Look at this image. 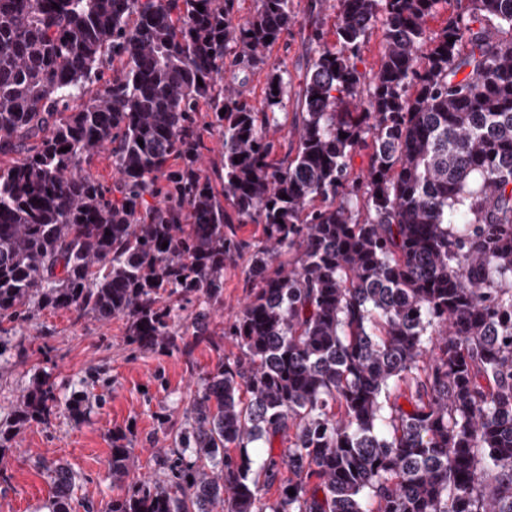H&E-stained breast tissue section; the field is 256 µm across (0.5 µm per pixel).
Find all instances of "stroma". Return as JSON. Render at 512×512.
Listing matches in <instances>:
<instances>
[{
  "instance_id": "1",
  "label": "stroma",
  "mask_w": 512,
  "mask_h": 512,
  "mask_svg": "<svg viewBox=\"0 0 512 512\" xmlns=\"http://www.w3.org/2000/svg\"><path fill=\"white\" fill-rule=\"evenodd\" d=\"M295 26L267 54L261 68L240 66L233 82L242 97L261 104L271 65H284L294 82L277 119L291 129L298 110L295 89L315 50L308 39L312 28L331 30L334 9L317 12L311 0H292ZM241 264L224 271V303L212 308L210 327L223 330L228 319L244 302ZM25 339L26 357L20 363L0 362V418L5 417L19 396L41 374L49 375L60 407L49 423L33 422L23 428L13 449L1 463L7 468L0 480V512H45L50 496L49 479L41 469L42 459L67 462L77 475L72 497L73 512H105L110 499L124 494L136 482L160 479L153 462L155 453L169 446L170 421L181 419L202 379L214 370L219 353H234L237 346L224 337L222 351L199 345L192 357L161 348L134 352L124 341L125 323L86 317L73 321L63 311L45 310L16 326ZM86 398L82 415H73L67 402L73 392ZM124 435L140 461L122 483L112 481L107 467L113 434Z\"/></svg>"
}]
</instances>
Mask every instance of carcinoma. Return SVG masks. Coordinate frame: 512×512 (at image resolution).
Here are the masks:
<instances>
[{
	"instance_id": "carcinoma-1",
	"label": "carcinoma",
	"mask_w": 512,
	"mask_h": 512,
	"mask_svg": "<svg viewBox=\"0 0 512 512\" xmlns=\"http://www.w3.org/2000/svg\"><path fill=\"white\" fill-rule=\"evenodd\" d=\"M235 2L0 0V153L18 154L0 166V324L51 309L122 319L136 349L219 352L208 312L179 325L176 310L223 302L246 254L223 331L239 353L171 425L165 479L107 512H512V0H457L430 42L441 0H339L335 42L309 35L282 158L288 69L259 108L216 80L265 64L296 16L256 0L236 22ZM202 111L224 139L222 200L193 168ZM108 146L110 186L83 167ZM10 351L25 358L23 338L0 327ZM58 403L35 381L0 420V461ZM278 436L288 447L252 469L249 449ZM108 467H139L121 434ZM46 470L44 508L70 512L74 473ZM382 49V30L378 25L369 35L362 52V62L358 64L361 71L370 72L378 67ZM244 259L224 270V305L210 309V328L219 335L222 334L228 319L238 310L247 295L241 273Z\"/></svg>"
}]
</instances>
